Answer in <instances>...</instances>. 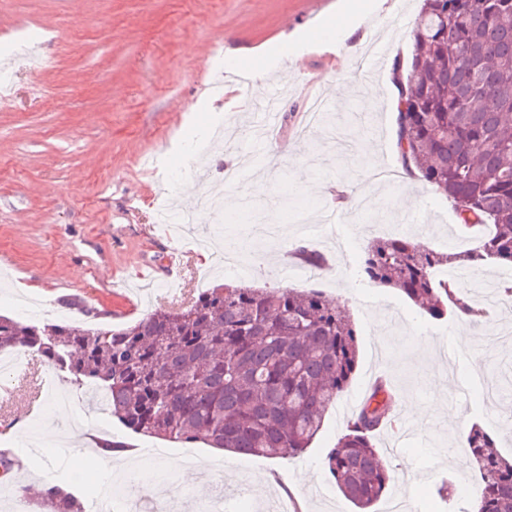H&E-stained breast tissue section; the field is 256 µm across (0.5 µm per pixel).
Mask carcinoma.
Returning <instances> with one entry per match:
<instances>
[{
  "label": "carcinoma",
  "instance_id": "carcinoma-1",
  "mask_svg": "<svg viewBox=\"0 0 512 512\" xmlns=\"http://www.w3.org/2000/svg\"><path fill=\"white\" fill-rule=\"evenodd\" d=\"M397 103V161L448 199L462 231L492 225L470 253L426 250L406 235L373 238L359 268L435 320L482 308L456 274L494 263L512 269V0H423ZM26 348L77 385L109 392L105 407L129 430L202 442L257 458L300 455L345 393L358 337L345 306L317 288L228 286L189 306L122 328L39 327L0 315V351ZM380 385L327 456L343 496L361 512L392 477L374 433L392 425ZM479 472L477 512H512V461L478 426L462 438ZM50 512H85L65 484L44 490Z\"/></svg>",
  "mask_w": 512,
  "mask_h": 512
}]
</instances>
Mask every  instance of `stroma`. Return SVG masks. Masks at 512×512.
<instances>
[{
    "label": "stroma",
    "instance_id": "1",
    "mask_svg": "<svg viewBox=\"0 0 512 512\" xmlns=\"http://www.w3.org/2000/svg\"><path fill=\"white\" fill-rule=\"evenodd\" d=\"M402 2V13L372 16V35L358 51L383 59L384 67L344 68L336 55L309 52L280 60L256 93L245 73L214 65L215 47H277L284 34L326 16L336 0H0V90L9 93L0 106V253L26 271L20 283L4 280L0 267V314L35 323L48 309L61 323L118 326L228 283L321 289L349 308L358 332L347 398L361 404L381 376L394 393L398 427L375 438L394 480L376 512L393 498L411 512H473L474 499L463 489L477 483L479 472L459 447L464 430L479 425L504 457L512 456V406L482 397L485 383L512 374V342L486 341L491 329H512V310L488 308L478 325L453 313L437 321L398 290L357 275L375 224L435 251H471L480 239L460 232L447 199L424 181L387 186L366 179L376 163L395 158V114L381 77L386 64L412 50L419 0ZM217 79L243 86L237 111L222 118L233 136L219 153L186 119ZM339 84L350 88L349 97L337 98ZM319 96L330 120L346 126L353 154H338L323 134L303 132ZM258 97L275 99L282 115L262 141L250 125ZM234 165L263 173L266 193L255 195L250 177L241 178L224 191L226 207L244 208L240 223L211 216L197 224V236L217 247L228 240L249 246L253 265L212 272L200 265L193 240L155 233L154 204L164 200L180 214L175 200L183 182L216 181ZM339 183L372 206L341 209L329 240L309 227L332 206L327 190ZM409 192L416 197L411 206ZM287 196L295 209H286ZM299 243L325 258L313 278L304 277L307 263L294 254ZM47 370L28 354L10 374L9 394L0 396V448L24 464L0 512H13L22 497L28 512H43L40 489L50 483L87 491L60 433L41 429L27 441L8 435L10 424L45 414L40 385ZM417 406L433 407L427 424H415ZM75 411L90 422L87 437L166 450L144 472L115 462L112 474H100L87 491L95 497L112 490L120 510L128 491L161 504L179 488L187 512H270L286 480L303 472L292 512H354L325 466L348 421L338 409L298 456L264 459L195 444L198 461L219 459L223 468L191 481L173 467L182 444L134 433L87 401Z\"/></svg>",
    "mask_w": 512,
    "mask_h": 512
}]
</instances>
